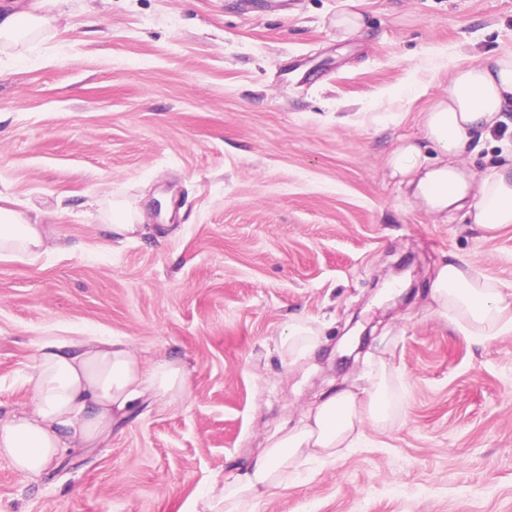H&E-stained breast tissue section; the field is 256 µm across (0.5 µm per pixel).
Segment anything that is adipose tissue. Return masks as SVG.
I'll return each instance as SVG.
<instances>
[{"label":"adipose tissue","instance_id":"1","mask_svg":"<svg viewBox=\"0 0 512 512\" xmlns=\"http://www.w3.org/2000/svg\"><path fill=\"white\" fill-rule=\"evenodd\" d=\"M43 0L0 15V42L20 43L26 32L50 25ZM512 110V53L456 68L447 96L425 117L427 139L442 152H469L479 132L494 127ZM472 220L489 231L512 224V163L503 164L479 184ZM46 250L39 225L0 206V257H40ZM436 312L468 339L487 340L512 331V285L490 278L465 259L449 258L430 286ZM391 373L379 364L369 388L323 396L302 425L270 439L220 489L197 497L190 512H245L270 490L287 485L303 459H336L361 440L362 426H380L391 417ZM30 410L0 419V455L17 471L38 477L72 448L112 431L144 393L176 399L185 373L163 361L144 368L128 343L99 339L87 345L42 347L27 377Z\"/></svg>","mask_w":512,"mask_h":512}]
</instances>
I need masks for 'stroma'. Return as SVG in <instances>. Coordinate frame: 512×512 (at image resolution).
<instances>
[{"mask_svg": "<svg viewBox=\"0 0 512 512\" xmlns=\"http://www.w3.org/2000/svg\"><path fill=\"white\" fill-rule=\"evenodd\" d=\"M364 26L343 36L337 14ZM0 44V193L48 234L0 258V418L28 410L40 348L128 342L179 363L110 437L30 480L0 456V512H188L323 391L392 377V420L313 460L251 512H512V332L435 314L449 255L512 284V224L471 221L503 126L454 157L465 207H432L389 160L443 153L425 115L455 67L512 51V0H46ZM162 200L154 214L153 200ZM146 232L112 238L113 205ZM297 317L325 341L299 358ZM320 332L310 320L295 319L288 325V333L282 338L281 347L288 358L300 354L311 353L321 344Z\"/></svg>", "mask_w": 512, "mask_h": 512, "instance_id": "stroma-1", "label": "stroma"}]
</instances>
